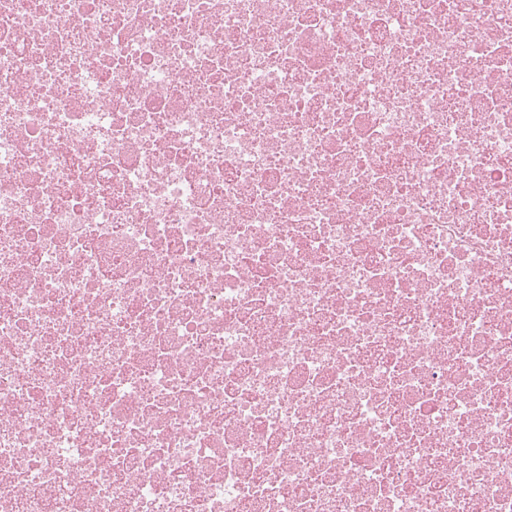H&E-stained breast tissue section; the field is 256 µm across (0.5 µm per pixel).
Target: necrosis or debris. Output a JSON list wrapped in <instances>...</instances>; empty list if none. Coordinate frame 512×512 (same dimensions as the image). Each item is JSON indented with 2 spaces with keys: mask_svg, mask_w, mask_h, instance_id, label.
I'll use <instances>...</instances> for the list:
<instances>
[{
  "mask_svg": "<svg viewBox=\"0 0 512 512\" xmlns=\"http://www.w3.org/2000/svg\"><path fill=\"white\" fill-rule=\"evenodd\" d=\"M0 512H512V0H0Z\"/></svg>",
  "mask_w": 512,
  "mask_h": 512,
  "instance_id": "necrosis-or-debris-1",
  "label": "necrosis or debris"
}]
</instances>
